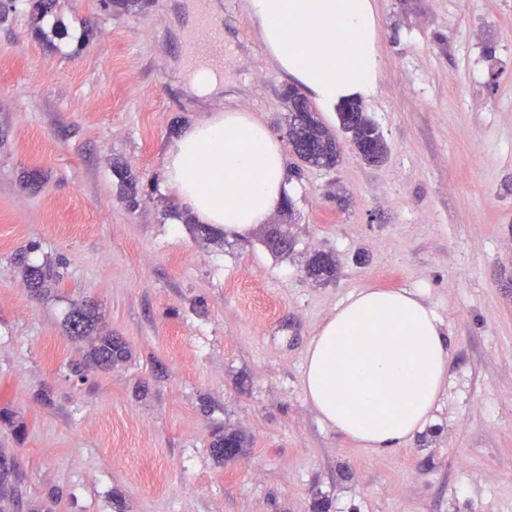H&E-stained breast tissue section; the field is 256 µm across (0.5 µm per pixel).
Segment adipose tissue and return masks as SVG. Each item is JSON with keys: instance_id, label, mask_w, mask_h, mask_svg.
I'll return each instance as SVG.
<instances>
[{"instance_id": "obj_1", "label": "adipose tissue", "mask_w": 512, "mask_h": 512, "mask_svg": "<svg viewBox=\"0 0 512 512\" xmlns=\"http://www.w3.org/2000/svg\"><path fill=\"white\" fill-rule=\"evenodd\" d=\"M268 57L326 112L373 96L382 76L375 0H248ZM163 188L181 211L251 236L293 189L286 151L243 110L210 113L167 146ZM453 357L444 324L419 294L363 288L308 343L302 385L318 419L366 452L404 448L433 419Z\"/></svg>"}]
</instances>
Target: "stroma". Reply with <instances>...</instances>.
Wrapping results in <instances>:
<instances>
[{"mask_svg":"<svg viewBox=\"0 0 512 512\" xmlns=\"http://www.w3.org/2000/svg\"><path fill=\"white\" fill-rule=\"evenodd\" d=\"M218 4L224 88L186 89L188 37ZM383 74L363 107L379 165L348 138L304 166L293 212L230 240L176 214L162 159L208 112L284 137L288 78L247 0H5L0 10V512H512V0H375ZM178 228H171L172 216ZM337 274L306 277L309 253ZM63 260L34 294L16 253ZM420 293L453 360L432 422L372 455L302 386L324 318L364 287ZM128 357L86 365L71 303ZM247 440L215 457V433ZM99 319L98 307L93 302L71 303V309L65 321L69 336L80 339L92 336Z\"/></svg>","mask_w":512,"mask_h":512,"instance_id":"35a3bbf8","label":"stroma"}]
</instances>
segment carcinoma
I'll return each mask as SVG.
<instances>
[{
  "label": "carcinoma",
  "mask_w": 512,
  "mask_h": 512,
  "mask_svg": "<svg viewBox=\"0 0 512 512\" xmlns=\"http://www.w3.org/2000/svg\"><path fill=\"white\" fill-rule=\"evenodd\" d=\"M301 93L295 88H289L284 93V101L289 113V122L297 129V136L292 141L293 147L300 150V160L315 167L331 169L340 161V149L336 135L325 126L314 112H294ZM337 120L341 130L351 131L352 143L358 154L369 163H381L388 154V144L379 126L364 112L359 102L350 103L337 112ZM15 263L23 267V273L28 285L35 293H41L63 280L60 271L61 264L46 262L41 265L27 263L26 255L16 254ZM306 275L317 282L329 281L336 275V259L330 252L314 253L306 264ZM99 319L98 307L88 301L73 302L66 319L69 336L80 339L94 336L87 358L88 363L101 369L112 367V363L127 357L124 343L118 337L110 334L93 335ZM230 440L235 450L245 446V438L237 432L217 435L212 443L219 457H224V442ZM15 473L7 458L0 456V497L16 496L18 489L8 485L7 478Z\"/></svg>",
  "instance_id": "carcinoma-1"
}]
</instances>
